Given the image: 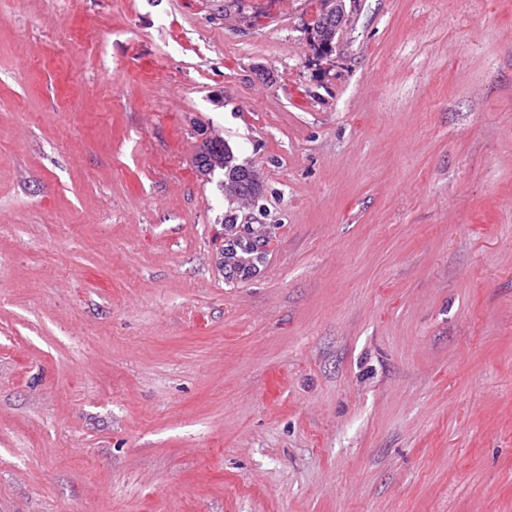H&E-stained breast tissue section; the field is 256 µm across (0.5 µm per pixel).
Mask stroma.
Listing matches in <instances>:
<instances>
[{
	"instance_id": "35a3bbf8",
	"label": "stroma",
	"mask_w": 512,
	"mask_h": 512,
	"mask_svg": "<svg viewBox=\"0 0 512 512\" xmlns=\"http://www.w3.org/2000/svg\"><path fill=\"white\" fill-rule=\"evenodd\" d=\"M345 5L0 0V512H512V0ZM195 164L204 175H211L216 169L225 171V192L242 200H248L260 192L254 174L245 166L236 164L234 155L224 140L206 142L200 149ZM224 254L225 258L229 260L228 263L237 273H245V271L251 270L254 261L258 259L259 252L253 249L252 244H249L247 239H244L235 251H225Z\"/></svg>"
}]
</instances>
